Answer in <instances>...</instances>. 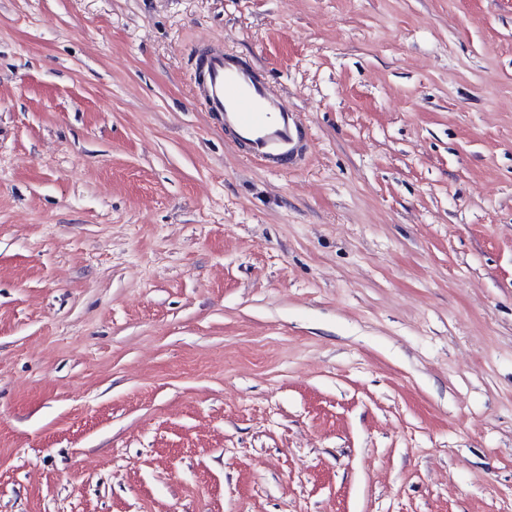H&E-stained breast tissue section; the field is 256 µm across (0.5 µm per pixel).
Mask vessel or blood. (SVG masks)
Here are the masks:
<instances>
[{"instance_id": "1", "label": "vessel or blood", "mask_w": 512, "mask_h": 512, "mask_svg": "<svg viewBox=\"0 0 512 512\" xmlns=\"http://www.w3.org/2000/svg\"><path fill=\"white\" fill-rule=\"evenodd\" d=\"M196 96L250 157L279 171L303 160L307 135L287 100L254 66L218 48L205 50L198 63Z\"/></svg>"}]
</instances>
